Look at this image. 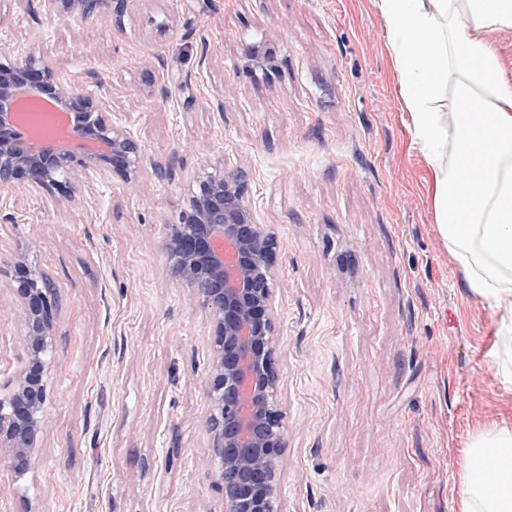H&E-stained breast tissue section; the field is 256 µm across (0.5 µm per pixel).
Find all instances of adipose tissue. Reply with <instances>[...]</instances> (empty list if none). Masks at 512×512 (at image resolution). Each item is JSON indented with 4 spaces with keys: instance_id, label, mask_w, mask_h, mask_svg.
Returning <instances> with one entry per match:
<instances>
[{
    "instance_id": "1",
    "label": "adipose tissue",
    "mask_w": 512,
    "mask_h": 512,
    "mask_svg": "<svg viewBox=\"0 0 512 512\" xmlns=\"http://www.w3.org/2000/svg\"><path fill=\"white\" fill-rule=\"evenodd\" d=\"M377 6L412 138L428 159L434 220L470 293L500 315L498 364L511 381L512 78L491 36L512 29V0ZM461 482L460 512H512V426L472 437Z\"/></svg>"
}]
</instances>
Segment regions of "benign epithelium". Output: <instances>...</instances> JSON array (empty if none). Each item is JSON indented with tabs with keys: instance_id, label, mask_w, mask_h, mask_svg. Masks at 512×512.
<instances>
[{
	"instance_id": "obj_1",
	"label": "benign epithelium",
	"mask_w": 512,
	"mask_h": 512,
	"mask_svg": "<svg viewBox=\"0 0 512 512\" xmlns=\"http://www.w3.org/2000/svg\"><path fill=\"white\" fill-rule=\"evenodd\" d=\"M48 13L84 18L107 5L120 17L128 0H44ZM60 103L76 144L35 148L14 112L22 90ZM148 167L138 141L112 118L110 97L85 95L42 56L0 61V194L15 189L72 196L75 181L112 177L136 182ZM169 271L192 288L210 320L206 431L211 465L224 486V512H281L279 459L286 445L282 378L276 366L277 241L258 220L242 171L218 168L192 185L187 207L164 245ZM20 255L0 266V287L18 308L23 357L0 386V462L18 478L38 463L56 362L61 295Z\"/></svg>"
}]
</instances>
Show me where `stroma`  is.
Wrapping results in <instances>:
<instances>
[{
	"instance_id": "obj_1",
	"label": "stroma",
	"mask_w": 512,
	"mask_h": 512,
	"mask_svg": "<svg viewBox=\"0 0 512 512\" xmlns=\"http://www.w3.org/2000/svg\"><path fill=\"white\" fill-rule=\"evenodd\" d=\"M0 53L107 83L163 172L0 200V261L25 252L62 296L39 462L21 480L0 464V512H224L208 317L163 249L217 163L247 172L278 244L282 512H458L468 443L512 425V384L500 315L435 223L376 0H130L86 20L0 0ZM20 334L0 288V370Z\"/></svg>"
}]
</instances>
